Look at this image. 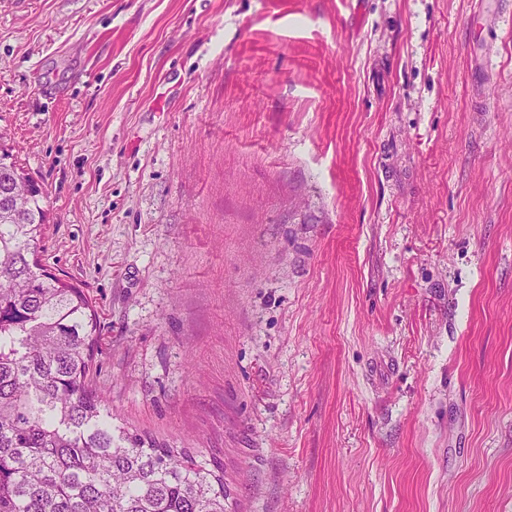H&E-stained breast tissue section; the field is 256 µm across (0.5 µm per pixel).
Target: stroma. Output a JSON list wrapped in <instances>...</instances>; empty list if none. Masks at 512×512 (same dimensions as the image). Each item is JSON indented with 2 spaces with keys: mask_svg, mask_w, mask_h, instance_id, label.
<instances>
[{
  "mask_svg": "<svg viewBox=\"0 0 512 512\" xmlns=\"http://www.w3.org/2000/svg\"><path fill=\"white\" fill-rule=\"evenodd\" d=\"M0 137L114 426L233 512H512V0H0Z\"/></svg>",
  "mask_w": 512,
  "mask_h": 512,
  "instance_id": "stroma-1",
  "label": "stroma"
}]
</instances>
